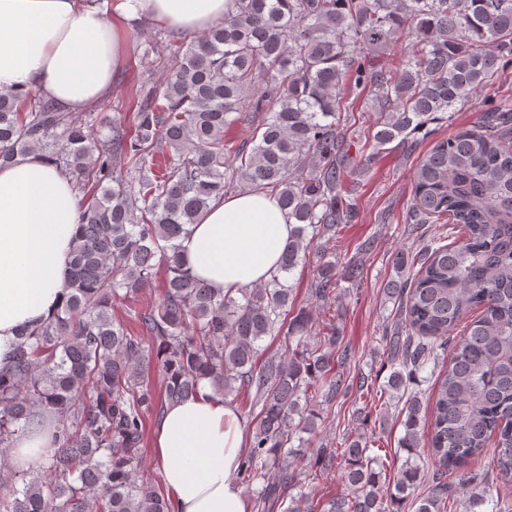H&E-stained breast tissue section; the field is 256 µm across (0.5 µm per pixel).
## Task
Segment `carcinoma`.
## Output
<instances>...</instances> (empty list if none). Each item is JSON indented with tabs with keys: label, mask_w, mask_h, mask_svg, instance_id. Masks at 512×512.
Masks as SVG:
<instances>
[{
	"label": "carcinoma",
	"mask_w": 512,
	"mask_h": 512,
	"mask_svg": "<svg viewBox=\"0 0 512 512\" xmlns=\"http://www.w3.org/2000/svg\"><path fill=\"white\" fill-rule=\"evenodd\" d=\"M405 33L398 69H374L371 58ZM164 42L163 81L140 82L128 114L101 130L33 91L0 92V166L36 150L85 195L69 293L50 320L21 332L0 369V480L11 483L0 512H171L143 480L145 417L197 394L204 380L216 396L253 392L261 405L241 467L274 473L260 492L264 510L313 512L306 495L287 492L337 460L347 493L329 512H405L408 503L456 512L457 474L466 512L486 504L512 512L482 470H466L490 450L488 463L512 481V105L436 142L414 172L410 221L444 219L461 241L432 237L414 258H396L389 294L403 322L385 339V387L398 394L446 350L451 357L432 384L430 414L418 396L406 401L407 457L393 492L384 493L386 462L360 438L318 448L297 468L304 435L317 429L308 403L361 391L365 380L347 382L335 333L307 344L309 311L288 317L292 289L282 282L354 217L344 188L353 162L340 130L345 89L375 91L374 150L412 147L411 137L451 119L512 65V0H235V12L191 43ZM239 112L254 128L229 157L224 132ZM248 187L274 192L295 234L268 282L221 294L191 273L177 240L211 202ZM161 268L165 291L135 311L134 336L112 307L139 297ZM336 285V264L322 250L309 298L329 304ZM282 330L295 345L261 357V343ZM152 368L160 394L146 382ZM47 421L51 441L32 477L11 465V451ZM424 477L430 491L409 500Z\"/></svg>",
	"instance_id": "obj_1"
}]
</instances>
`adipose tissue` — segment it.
<instances>
[{
	"mask_svg": "<svg viewBox=\"0 0 512 512\" xmlns=\"http://www.w3.org/2000/svg\"><path fill=\"white\" fill-rule=\"evenodd\" d=\"M234 9V0H0V91L30 89L86 111L111 95L137 21L187 35ZM81 211L72 178L39 154L0 167V367L19 332L63 300ZM293 228L277 197L256 190L213 201L178 245L197 278L235 291L270 280ZM245 436L236 405L206 383L165 411L155 449L172 512H250Z\"/></svg>",
	"mask_w": 512,
	"mask_h": 512,
	"instance_id": "obj_1",
	"label": "adipose tissue"
}]
</instances>
